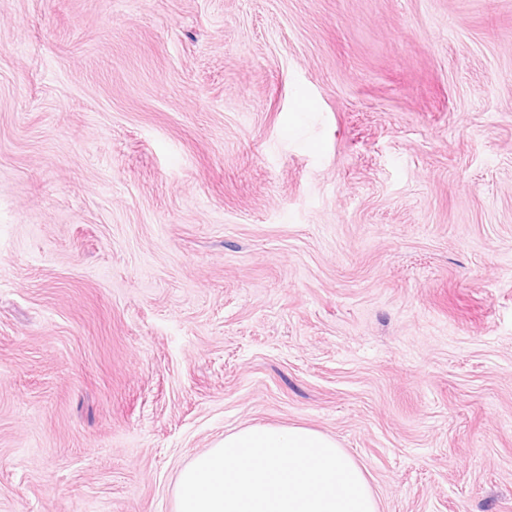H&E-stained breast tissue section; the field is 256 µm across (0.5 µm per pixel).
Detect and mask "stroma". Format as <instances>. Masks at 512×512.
I'll return each mask as SVG.
<instances>
[{"label": "stroma", "mask_w": 512, "mask_h": 512, "mask_svg": "<svg viewBox=\"0 0 512 512\" xmlns=\"http://www.w3.org/2000/svg\"><path fill=\"white\" fill-rule=\"evenodd\" d=\"M254 424L512 512V0H0V512Z\"/></svg>", "instance_id": "1"}]
</instances>
